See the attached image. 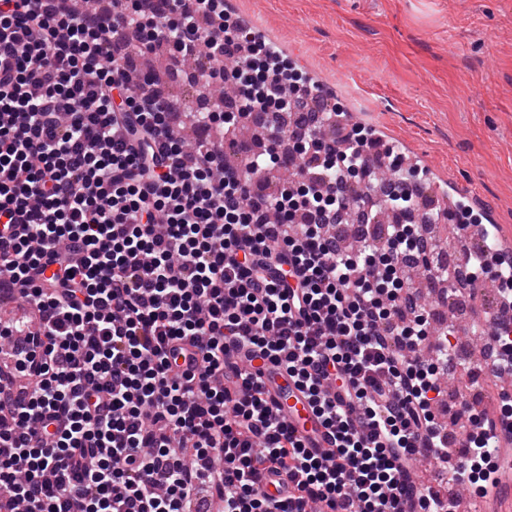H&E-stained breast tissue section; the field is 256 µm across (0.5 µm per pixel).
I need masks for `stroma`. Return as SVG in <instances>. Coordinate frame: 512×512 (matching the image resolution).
Masks as SVG:
<instances>
[{"instance_id":"1","label":"stroma","mask_w":512,"mask_h":512,"mask_svg":"<svg viewBox=\"0 0 512 512\" xmlns=\"http://www.w3.org/2000/svg\"><path fill=\"white\" fill-rule=\"evenodd\" d=\"M284 60L334 85L341 111L428 171L436 243L455 251L452 201L492 209L512 243V0H234Z\"/></svg>"}]
</instances>
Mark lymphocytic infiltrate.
<instances>
[{"mask_svg": "<svg viewBox=\"0 0 512 512\" xmlns=\"http://www.w3.org/2000/svg\"><path fill=\"white\" fill-rule=\"evenodd\" d=\"M159 44L232 89L199 121L236 165L186 148L154 75L132 88L134 50ZM340 117L224 0H0V225L27 227L0 234V292L34 314L0 323V512H453L415 482L421 459L437 484L490 479L493 428L448 465V361L424 354L407 260L438 292L464 265L469 287L499 280L493 375L512 373V261L435 259L419 181L376 188L372 158H401ZM274 372L308 393L329 454L281 419Z\"/></svg>", "mask_w": 512, "mask_h": 512, "instance_id": "lymphocytic-infiltrate-1", "label": "lymphocytic infiltrate"}]
</instances>
